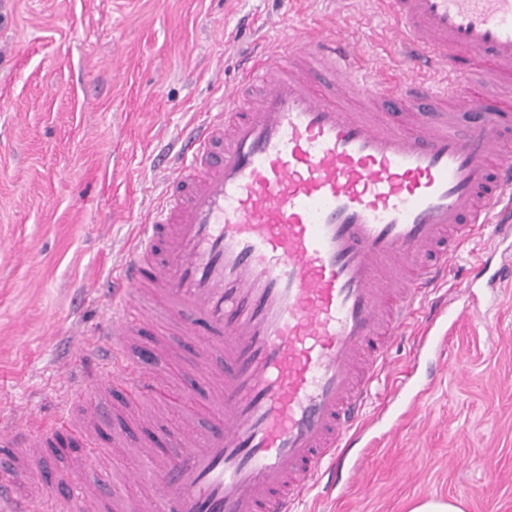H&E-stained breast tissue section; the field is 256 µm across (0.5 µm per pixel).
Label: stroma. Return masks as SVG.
Here are the masks:
<instances>
[{
	"label": "stroma",
	"mask_w": 512,
	"mask_h": 512,
	"mask_svg": "<svg viewBox=\"0 0 512 512\" xmlns=\"http://www.w3.org/2000/svg\"><path fill=\"white\" fill-rule=\"evenodd\" d=\"M335 17L366 67L400 79L376 0H0V420L64 402L57 367L87 360L176 133L240 85L262 37ZM472 300L484 321L453 328L442 352L396 347L368 407L384 416L372 448L299 512H410L429 498L512 512V282ZM157 365L174 394L141 410L209 428L217 412L186 353ZM410 371L424 383L411 414L398 387Z\"/></svg>",
	"instance_id": "stroma-1"
}]
</instances>
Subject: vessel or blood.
Here are the masks:
<instances>
[{
	"label": "vessel or blood",
	"mask_w": 512,
	"mask_h": 512,
	"mask_svg": "<svg viewBox=\"0 0 512 512\" xmlns=\"http://www.w3.org/2000/svg\"><path fill=\"white\" fill-rule=\"evenodd\" d=\"M397 27L401 81L360 66L340 28L283 29L246 71L259 97L225 89L190 125L162 203L148 207L108 290L93 372L63 365L69 395L40 423L0 425V512H298L324 477L338 479L372 427L366 408L396 340L417 322L420 349L473 316L439 291L462 246L496 225L501 262L479 261L459 290L512 278V109L462 80L466 54L512 72V0H380ZM442 81H423L424 72ZM374 95L413 121L360 112ZM453 101L454 111L440 105ZM178 343L209 386L219 424L191 417L149 428L128 447L124 423L71 470L42 456L64 436L94 437L98 394L114 385L163 398L153 362ZM177 454H165L167 445ZM136 454L109 492L99 456Z\"/></svg>",
	"instance_id": "1"
}]
</instances>
